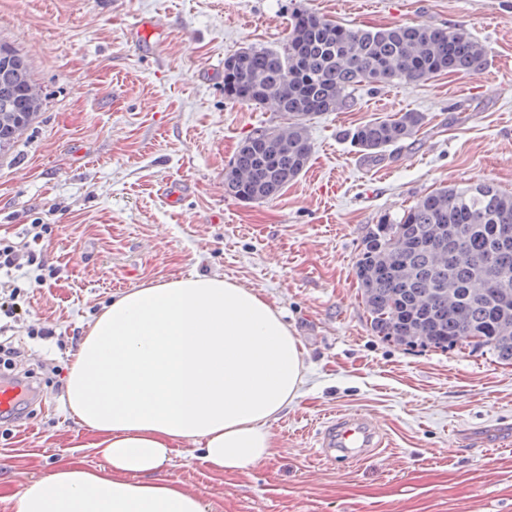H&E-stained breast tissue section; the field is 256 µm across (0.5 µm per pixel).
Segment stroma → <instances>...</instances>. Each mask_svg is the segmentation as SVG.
Masks as SVG:
<instances>
[{"instance_id": "obj_1", "label": "stroma", "mask_w": 512, "mask_h": 512, "mask_svg": "<svg viewBox=\"0 0 512 512\" xmlns=\"http://www.w3.org/2000/svg\"><path fill=\"white\" fill-rule=\"evenodd\" d=\"M351 28L467 29L487 62L465 75L379 89L309 121L312 155L282 194L244 202L224 172L253 132L286 126L273 106L225 98L226 55L275 47L296 5ZM160 28L159 48L137 24ZM0 41L27 60L43 108L0 156V241L25 263L19 318L0 344L44 392L0 424V512L71 461L103 463L65 398L89 324L113 297L189 274L258 291L304 348L301 395L273 422L275 448L218 474L187 447L166 468L208 512H512V364L489 353L400 347L376 336L355 264L381 215L455 183L512 192V0H0ZM402 112L425 116L405 147L373 161L348 134ZM180 192L166 203L165 184ZM34 327L51 328L47 337ZM373 416L383 447L320 457L327 416Z\"/></svg>"}]
</instances>
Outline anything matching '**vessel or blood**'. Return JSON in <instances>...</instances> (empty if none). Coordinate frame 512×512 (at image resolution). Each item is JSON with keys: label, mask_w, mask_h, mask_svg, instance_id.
<instances>
[{"label": "vessel or blood", "mask_w": 512, "mask_h": 512, "mask_svg": "<svg viewBox=\"0 0 512 512\" xmlns=\"http://www.w3.org/2000/svg\"><path fill=\"white\" fill-rule=\"evenodd\" d=\"M380 428L375 420L361 413H340L328 417L317 435L321 456L343 461L364 458L382 447Z\"/></svg>", "instance_id": "1"}]
</instances>
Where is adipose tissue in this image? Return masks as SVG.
Segmentation results:
<instances>
[{
  "instance_id": "adipose-tissue-1",
  "label": "adipose tissue",
  "mask_w": 512,
  "mask_h": 512,
  "mask_svg": "<svg viewBox=\"0 0 512 512\" xmlns=\"http://www.w3.org/2000/svg\"><path fill=\"white\" fill-rule=\"evenodd\" d=\"M304 351L253 289L195 274L130 289L90 324L68 376L77 423L106 461L30 481L15 512H206L162 472L177 448L244 473L268 459L272 422L300 394Z\"/></svg>"
}]
</instances>
